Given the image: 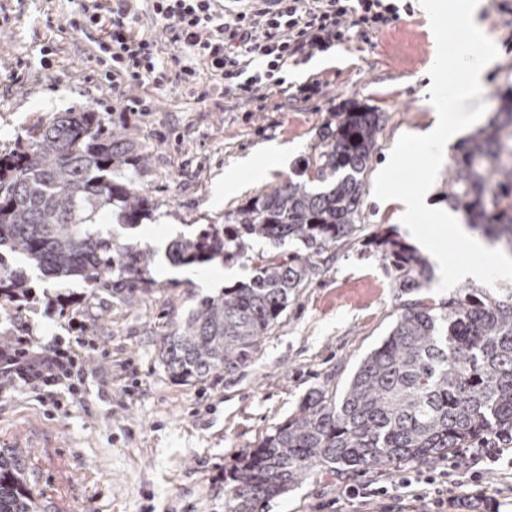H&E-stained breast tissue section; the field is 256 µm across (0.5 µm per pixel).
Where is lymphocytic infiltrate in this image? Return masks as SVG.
Wrapping results in <instances>:
<instances>
[{"label":"lymphocytic infiltrate","mask_w":512,"mask_h":512,"mask_svg":"<svg viewBox=\"0 0 512 512\" xmlns=\"http://www.w3.org/2000/svg\"><path fill=\"white\" fill-rule=\"evenodd\" d=\"M151 8L157 27L188 59L178 71L162 60L155 37L137 32L135 0H81L67 20L94 44L86 58L89 80L122 91L126 112L153 111V100L139 93L144 85L164 91L194 84L195 59L221 81L225 98L266 102L284 92L289 64L328 51L350 32L366 37L400 18L395 0H151ZM83 358L74 346L46 347L17 336L0 347V376L18 387H54L71 379ZM359 496L394 506L427 499L433 512H448L461 499L458 485L440 487L433 476H405L390 488H364Z\"/></svg>","instance_id":"obj_1"}]
</instances>
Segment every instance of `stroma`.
I'll list each match as a JSON object with an SVG mask.
<instances>
[{
    "mask_svg": "<svg viewBox=\"0 0 512 512\" xmlns=\"http://www.w3.org/2000/svg\"><path fill=\"white\" fill-rule=\"evenodd\" d=\"M79 0H0V153L14 149L36 125L55 113L103 111L118 92L88 83L84 35L66 17ZM488 36L499 46L498 61L484 75L483 101L494 113L497 97L512 87V0H485ZM53 25H46V17ZM54 49L49 74L25 69L43 46ZM436 41L419 0L410 13L371 34L288 68L293 88L307 81L324 85L305 100L276 94L261 111L225 99L204 65L189 87L166 91L145 87L155 100L148 113H112L114 130L147 155L139 180L158 201L148 219L126 230V238L151 250L168 228L192 235L261 189L276 186L336 123L350 103L381 115L368 179L385 166L398 137L418 134L433 123L424 91ZM208 90L198 100L199 90ZM282 146L287 164L268 177L224 191V174L242 158ZM397 201L364 192V236L346 241L320 274L291 299L280 323L263 340L252 365L238 377L215 373L206 380L172 379L162 360V340L203 297L222 262L193 265L192 277L166 274L161 261L150 268L155 290L127 299L90 291L82 278L25 274L27 303L0 304V344L33 336L42 345L56 339H92L77 394L15 388L0 391V448L23 458L28 480L47 512H224V479L242 451L255 447L296 413L313 389L343 392L361 361L388 335L405 299L382 254L367 246V234H408L397 218ZM53 314H46L48 302ZM512 447V437L492 438L481 448H463L438 460L416 461L385 471L349 475L316 469L274 499L268 512H379L352 497L350 487L393 486L403 475L446 472L466 492L484 498L485 512H512V469L487 470L489 456Z\"/></svg>",
    "mask_w": 512,
    "mask_h": 512,
    "instance_id": "obj_1",
    "label": "stroma"
}]
</instances>
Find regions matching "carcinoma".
<instances>
[{
    "label": "carcinoma",
    "mask_w": 512,
    "mask_h": 512,
    "mask_svg": "<svg viewBox=\"0 0 512 512\" xmlns=\"http://www.w3.org/2000/svg\"><path fill=\"white\" fill-rule=\"evenodd\" d=\"M448 165V204L474 229L512 248V97ZM380 115L336 113L329 138L300 171L174 242L170 261L224 263L266 239L297 250L259 254L256 274L201 299L163 338L161 359L183 382L217 371L231 377L254 361L290 298L321 271L325 255L362 231L363 195ZM145 156L112 131L105 113L59 112L0 155V247L92 290L112 283L131 298L153 284V254L104 235L106 218L133 227L151 211L138 182ZM398 287L417 293L427 260L406 242L377 235ZM32 294L22 269L0 255V298ZM512 434V293L461 288L442 306L402 304L388 336L360 363L340 395L316 389L298 411L244 452L224 483V512H266L316 467L361 472L439 459L496 434ZM0 512H46L17 454L0 449Z\"/></svg>",
    "instance_id": "cac0c4a2"
}]
</instances>
